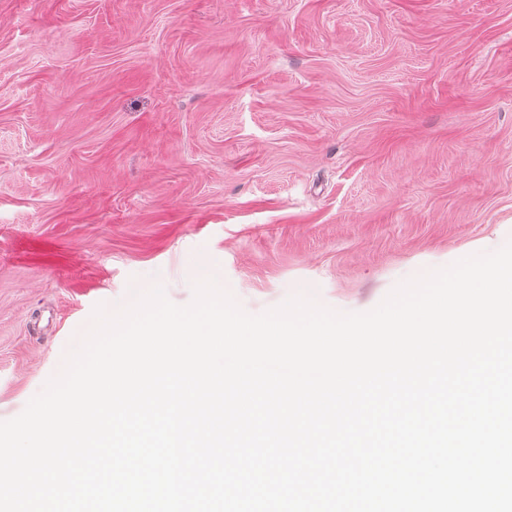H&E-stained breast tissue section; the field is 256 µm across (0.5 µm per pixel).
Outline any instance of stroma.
Wrapping results in <instances>:
<instances>
[{"label": "stroma", "instance_id": "1", "mask_svg": "<svg viewBox=\"0 0 512 512\" xmlns=\"http://www.w3.org/2000/svg\"><path fill=\"white\" fill-rule=\"evenodd\" d=\"M512 236V0H0V421L97 305L341 312Z\"/></svg>", "mask_w": 512, "mask_h": 512}]
</instances>
